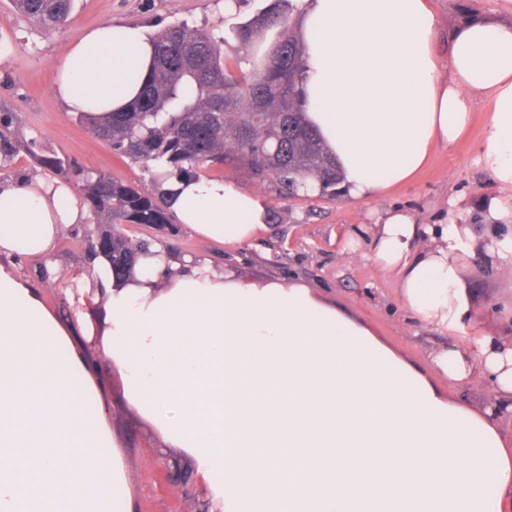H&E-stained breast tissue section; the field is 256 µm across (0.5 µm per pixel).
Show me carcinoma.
I'll return each mask as SVG.
<instances>
[{"mask_svg": "<svg viewBox=\"0 0 512 512\" xmlns=\"http://www.w3.org/2000/svg\"><path fill=\"white\" fill-rule=\"evenodd\" d=\"M17 9L47 32L68 25L72 0H14ZM292 0H267L260 12L219 34L174 24L154 35L153 68L125 112L77 120L114 151L151 174L153 188L84 172L83 168L17 134L19 119L0 118V167L20 153L43 168L83 181L90 217L112 236V254L125 258L158 239L135 240L128 230L153 226L173 236L159 171L191 178L229 163L290 199L306 193L339 197L341 176L317 132L299 108L305 48L290 35Z\"/></svg>", "mask_w": 512, "mask_h": 512, "instance_id": "carcinoma-1", "label": "carcinoma"}]
</instances>
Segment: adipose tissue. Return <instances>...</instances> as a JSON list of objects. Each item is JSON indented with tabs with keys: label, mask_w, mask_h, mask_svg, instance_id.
Instances as JSON below:
<instances>
[{
	"label": "adipose tissue",
	"mask_w": 512,
	"mask_h": 512,
	"mask_svg": "<svg viewBox=\"0 0 512 512\" xmlns=\"http://www.w3.org/2000/svg\"><path fill=\"white\" fill-rule=\"evenodd\" d=\"M305 46L303 110L335 157L348 197L368 201L414 179L436 148L491 106L481 160L499 185L488 250L512 262V22L472 19L441 39L431 0H292ZM447 54H440V41ZM153 45L142 26L103 24L55 64L65 112L106 117L136 100ZM182 224L248 245L267 228L264 196L206 174L163 183ZM87 211L61 179H0V512H133L126 464L72 324L16 267L49 255ZM467 224L378 219L374 263L403 306L466 347L435 350L421 372L363 322L302 284L227 277L205 261L141 259L116 279L104 259L68 274L105 289L98 347L128 407L179 449L220 512H512V339L479 328L463 280ZM483 374L473 409L437 386Z\"/></svg>",
	"instance_id": "ef3b65f1"
}]
</instances>
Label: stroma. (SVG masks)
<instances>
[{"mask_svg": "<svg viewBox=\"0 0 512 512\" xmlns=\"http://www.w3.org/2000/svg\"><path fill=\"white\" fill-rule=\"evenodd\" d=\"M263 2L250 0L230 14L224 10V0H74L71 24L48 33L22 16L12 0H0V112L16 113L20 134L41 141L59 157L77 161L96 174L147 186L150 175L141 165L120 157L64 112L51 89L52 64L87 30L104 23H133L153 33L178 22L224 29L251 17ZM432 6L444 35L469 18L512 20V0H433ZM489 118L486 105L478 104L463 138L438 148L413 182L369 201L315 194L285 201L268 185L251 180L232 165L210 166L209 175L233 180L266 197L268 230L253 246L240 249L183 226L172 239L171 255L209 261L227 276L305 284L323 301L365 321L402 359L427 369L434 348L447 342L464 346L469 338L463 332L442 336L410 318L395 277L378 272L372 260L375 223L384 211L399 207L410 211L420 224L447 223L452 209L465 223L483 224L482 202L498 192L480 162ZM485 243V237H478L471 256L465 259L464 280L484 305L482 331L512 336V264L490 263ZM85 251L82 233L67 230L52 256L30 258L19 265L21 273L31 277L40 267H47L50 277L39 288L44 304L60 316L69 314L63 300L65 276L83 266ZM77 347L98 364L102 401L138 512H201L203 496L196 483L178 485L163 476L162 441L150 423L128 409L121 376L103 361L98 349L82 341Z\"/></svg>", "mask_w": 512, "mask_h": 512, "instance_id": "stroma-1", "label": "stroma"}]
</instances>
